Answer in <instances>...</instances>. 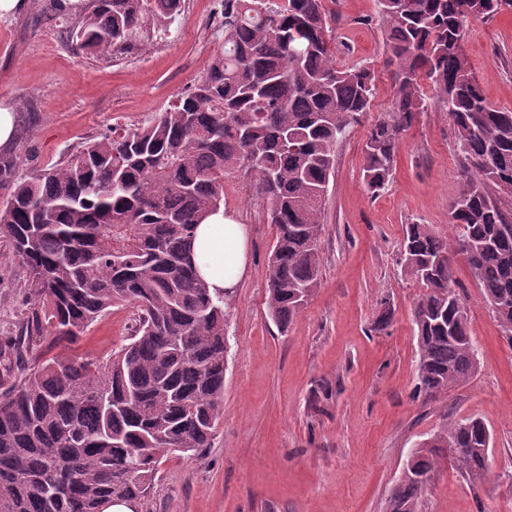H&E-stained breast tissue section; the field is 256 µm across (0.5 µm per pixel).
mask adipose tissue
Returning <instances> with one entry per match:
<instances>
[{"label":"adipose tissue","instance_id":"ef3b65f1","mask_svg":"<svg viewBox=\"0 0 512 512\" xmlns=\"http://www.w3.org/2000/svg\"><path fill=\"white\" fill-rule=\"evenodd\" d=\"M193 260L211 294L234 293L248 264L244 225L218 211L196 231Z\"/></svg>","mask_w":512,"mask_h":512}]
</instances>
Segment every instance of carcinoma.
Returning <instances> with one entry per match:
<instances>
[{
    "instance_id": "carcinoma-1",
    "label": "carcinoma",
    "mask_w": 512,
    "mask_h": 512,
    "mask_svg": "<svg viewBox=\"0 0 512 512\" xmlns=\"http://www.w3.org/2000/svg\"><path fill=\"white\" fill-rule=\"evenodd\" d=\"M390 111L368 128L362 177L377 195L399 140L430 104L448 113L462 189L448 233L405 225L406 274L425 293L413 311L416 391L445 396L475 375L479 354L456 291L457 244L512 345V110L484 97L464 49L465 23L512 0H379ZM181 0H87L73 36L110 55L162 26ZM224 45L186 93L135 130L113 129L57 164L18 176L0 152V239L25 274L28 313L0 343V512H103L142 500L167 451L201 453L224 398L226 308L200 280L196 226L224 205V176L256 181L267 223V310L281 331L318 286L322 204L336 145L370 111L375 70L338 67L323 0H224ZM429 84L432 95L424 93ZM134 309L130 342L103 361L26 360L33 337L72 344L113 307ZM411 452L387 504L421 512L433 473L466 448L473 477L488 470L492 434L451 419Z\"/></svg>"
}]
</instances>
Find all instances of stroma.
<instances>
[{
  "instance_id": "obj_1",
  "label": "stroma",
  "mask_w": 512,
  "mask_h": 512,
  "mask_svg": "<svg viewBox=\"0 0 512 512\" xmlns=\"http://www.w3.org/2000/svg\"><path fill=\"white\" fill-rule=\"evenodd\" d=\"M222 0H183L165 27L144 32L129 54L90 55L66 35L70 0H20L0 14V104L25 135L19 176L59 162L112 127L146 124L203 73L223 40ZM338 65H373L371 114L389 111L378 0H326ZM464 43L487 101L512 109V10L468 23ZM368 123L336 147L322 205L319 284L287 331L266 306L276 229L263 218L255 184L224 179V206L248 228V269L231 299L221 415L201 454L159 461L139 512H385L410 453L451 419L477 417L493 434L488 474L475 479L442 463L422 512H512V344L464 260L454 263L479 350L476 375L437 399L415 397L412 311L423 288L405 275V225L448 229L461 189L446 112L419 113L401 136L388 188L362 179ZM19 272L0 245V341L27 312ZM389 313L380 325L381 313ZM133 309L113 308L77 344L34 342L33 354L107 358L130 333Z\"/></svg>"
}]
</instances>
